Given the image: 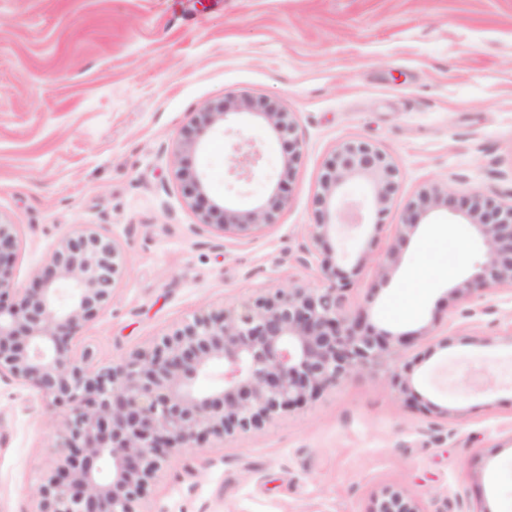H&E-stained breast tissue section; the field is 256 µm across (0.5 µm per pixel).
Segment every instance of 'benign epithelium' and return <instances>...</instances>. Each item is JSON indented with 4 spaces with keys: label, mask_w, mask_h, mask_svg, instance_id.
<instances>
[{
    "label": "benign epithelium",
    "mask_w": 512,
    "mask_h": 512,
    "mask_svg": "<svg viewBox=\"0 0 512 512\" xmlns=\"http://www.w3.org/2000/svg\"><path fill=\"white\" fill-rule=\"evenodd\" d=\"M249 114L277 137L293 132L297 117L249 97L220 102L196 113L173 146L177 161L224 132L233 115ZM277 185L293 174L298 144ZM255 144L233 139L229 174L246 182L260 166ZM360 177L374 205L386 207L398 187V170L375 146L343 143L326 165L317 223L309 225L311 248L296 262L320 257L323 285H288L239 307L193 316L151 347L136 350L106 369L78 348L81 330L109 304L127 266L108 236L80 229L63 237L21 290L15 278L17 225L0 220V377L35 389L47 409L67 410L60 448L63 462L37 490L35 512H137L134 503L167 454L197 448L209 439L261 425L282 410L299 407L323 392L380 364L389 353L386 332L346 305L353 277L370 263L367 251L350 273L341 269L342 240L365 225L363 205L347 197ZM204 176L193 178L190 206L198 230L248 233L276 223L287 199L273 189L246 211L209 199ZM446 208L454 223L467 224L483 240L485 259L452 294L473 305L493 290L512 291V202L479 193L460 195L452 184L434 183L419 196L398 237L412 235L422 214ZM370 512H425L419 500L386 489Z\"/></svg>",
    "instance_id": "obj_1"
}]
</instances>
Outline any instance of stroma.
<instances>
[{"label":"stroma","mask_w":512,"mask_h":512,"mask_svg":"<svg viewBox=\"0 0 512 512\" xmlns=\"http://www.w3.org/2000/svg\"><path fill=\"white\" fill-rule=\"evenodd\" d=\"M242 95L297 115L288 202L272 227L199 232L171 146L194 112ZM235 126L263 152L248 183L230 177L220 129L191 166L211 199L248 210L271 194L286 148L250 116ZM347 140L373 144L400 173L385 212L367 208L345 243L350 257L372 256L347 301L413 342L259 427L171 454L138 512H368L386 488L426 512H512V293L491 292L488 313L468 316L452 283L486 248L446 211L406 244L394 232L435 182L512 201V0H0V220L20 230L16 282L30 287L83 225L127 255L111 303L81 332L97 367L195 313L320 285L317 266L295 258L323 167ZM437 224L449 235L430 238ZM394 246L400 262L381 278ZM417 264L428 277L416 287L406 273ZM403 367L408 395L390 383ZM469 369L491 388L461 386ZM63 426V411L0 378V512H33Z\"/></svg>","instance_id":"stroma-1"}]
</instances>
